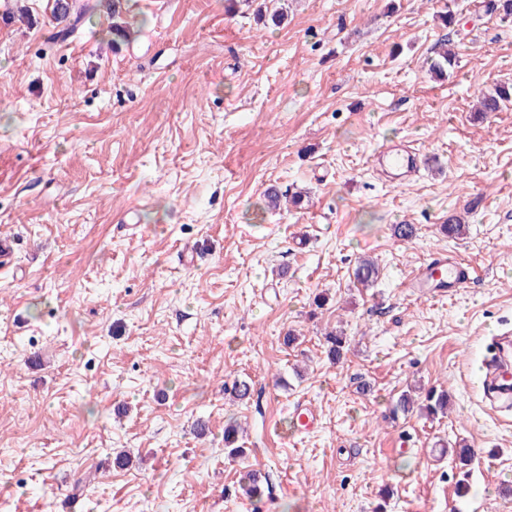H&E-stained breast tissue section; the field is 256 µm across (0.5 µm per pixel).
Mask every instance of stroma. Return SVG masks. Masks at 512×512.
I'll use <instances>...</instances> for the list:
<instances>
[{"mask_svg":"<svg viewBox=\"0 0 512 512\" xmlns=\"http://www.w3.org/2000/svg\"><path fill=\"white\" fill-rule=\"evenodd\" d=\"M52 3L0 0V236L17 240L0 512H512V412L477 372L512 333V102L476 109L512 84V18L493 0H126L116 46L103 13L60 38ZM21 4L28 21L7 22ZM388 141L427 157L419 178L372 169ZM271 185L302 207L269 209ZM441 251L473 268L467 287L410 288ZM233 378L250 399L225 396ZM411 386L447 390V415L393 416ZM512 88L507 86H496L493 90L483 94L479 101L478 112H499L506 102L512 100Z\"/></svg>","mask_w":512,"mask_h":512,"instance_id":"obj_1","label":"stroma"}]
</instances>
